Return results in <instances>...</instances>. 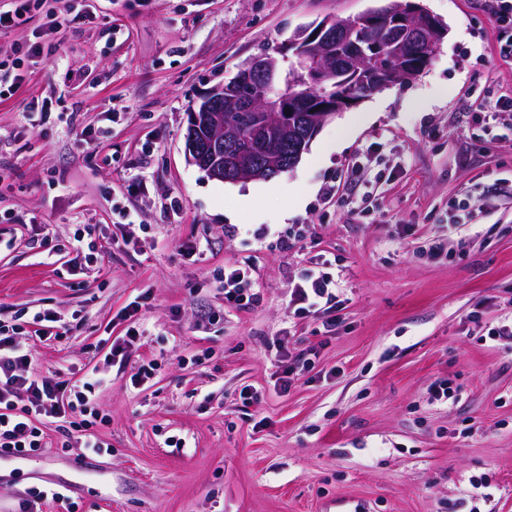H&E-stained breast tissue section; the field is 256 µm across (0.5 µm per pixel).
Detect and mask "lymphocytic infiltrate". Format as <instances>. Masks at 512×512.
Segmentation results:
<instances>
[{"instance_id": "obj_1", "label": "lymphocytic infiltrate", "mask_w": 512, "mask_h": 512, "mask_svg": "<svg viewBox=\"0 0 512 512\" xmlns=\"http://www.w3.org/2000/svg\"><path fill=\"white\" fill-rule=\"evenodd\" d=\"M225 306L236 310H252L262 305L264 296L256 288L252 268L245 262L224 269L221 283ZM296 314H318L328 325H336L344 309L338 294L336 275L329 261L310 270L291 293ZM57 317L51 311L36 313L33 330L0 320V451L27 457L43 446L42 426L45 421H63L66 440H79L94 453H101L106 443L89 421L96 406L90 397L92 382L73 384L66 380L42 378L31 369L37 343L51 334L50 325ZM82 421H74L75 413Z\"/></svg>"}]
</instances>
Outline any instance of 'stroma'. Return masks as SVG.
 Here are the masks:
<instances>
[{
	"label": "stroma",
	"instance_id": "stroma-1",
	"mask_svg": "<svg viewBox=\"0 0 512 512\" xmlns=\"http://www.w3.org/2000/svg\"><path fill=\"white\" fill-rule=\"evenodd\" d=\"M418 2L448 25L426 71L327 123L322 163L239 183L186 159L201 97L297 28L386 0H92L80 23L43 7L0 31L1 59L56 47L0 98V319L61 317L33 371L101 363L112 446L45 424L47 448L0 460V512L50 483L77 512H512V345L488 336L512 317V112L494 109L512 60L482 0ZM463 202L477 215L453 223ZM80 224L105 249L74 269L57 249ZM323 257L345 301L329 330L289 304ZM244 259L264 301L238 311L220 281ZM143 293L144 348L104 366Z\"/></svg>",
	"mask_w": 512,
	"mask_h": 512
}]
</instances>
